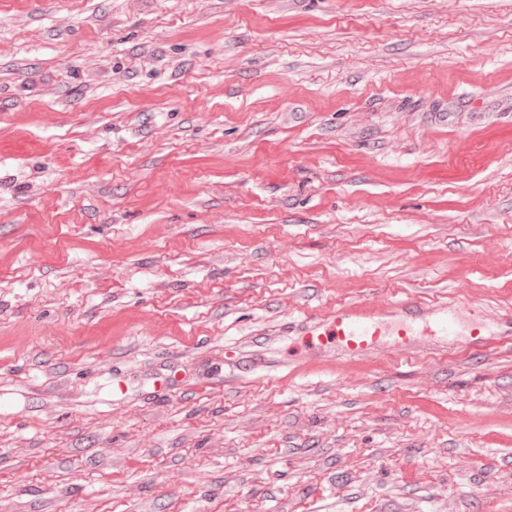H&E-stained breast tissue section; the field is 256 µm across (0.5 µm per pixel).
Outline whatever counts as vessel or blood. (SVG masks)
Here are the masks:
<instances>
[{
  "mask_svg": "<svg viewBox=\"0 0 512 512\" xmlns=\"http://www.w3.org/2000/svg\"><path fill=\"white\" fill-rule=\"evenodd\" d=\"M424 321L441 336L458 334L459 317L447 307H423L402 300L391 304H375L368 301L343 304L328 313L325 321L314 323L307 329L308 335L327 336L345 355L356 358L375 352L384 341H391L401 350H413L418 346L415 325ZM512 335V316H506L503 325L491 328L474 327L471 336L475 344L489 348L497 337Z\"/></svg>",
  "mask_w": 512,
  "mask_h": 512,
  "instance_id": "b4317fda",
  "label": "vessel or blood"
}]
</instances>
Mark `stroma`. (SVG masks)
I'll use <instances>...</instances> for the list:
<instances>
[{
    "instance_id": "35a3bbf8",
    "label": "stroma",
    "mask_w": 512,
    "mask_h": 512,
    "mask_svg": "<svg viewBox=\"0 0 512 512\" xmlns=\"http://www.w3.org/2000/svg\"><path fill=\"white\" fill-rule=\"evenodd\" d=\"M510 311L512 0H0V512H512ZM326 318L309 326L305 336H317L313 343L320 342L321 336H330L341 352L353 358L375 352L386 336L401 350H415L419 345L415 328L418 320L450 340L458 336L460 322L458 314L448 311L447 306L422 307L408 300L381 305L368 301L343 304ZM505 320V326H503L500 322L496 329H491L490 325L487 324L485 327L476 326L472 329L470 336H472L475 344L484 347L489 348L493 347L500 338H494L491 336H507L509 342L511 340L512 335V316H506L503 318Z\"/></svg>"
}]
</instances>
